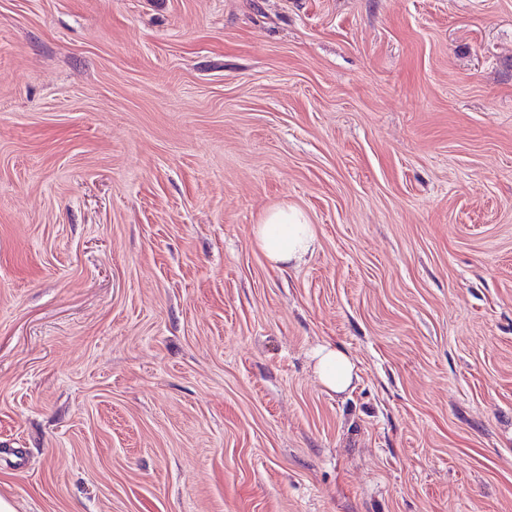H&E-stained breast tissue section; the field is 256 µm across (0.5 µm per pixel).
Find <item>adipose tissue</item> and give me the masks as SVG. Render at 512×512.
Segmentation results:
<instances>
[{
	"label": "adipose tissue",
	"mask_w": 512,
	"mask_h": 512,
	"mask_svg": "<svg viewBox=\"0 0 512 512\" xmlns=\"http://www.w3.org/2000/svg\"><path fill=\"white\" fill-rule=\"evenodd\" d=\"M253 239L274 267L297 266L311 256L315 233L304 214L279 207L267 211L252 228ZM316 374L330 391L343 392L355 377V364L342 350L323 345L313 354Z\"/></svg>",
	"instance_id": "obj_1"
}]
</instances>
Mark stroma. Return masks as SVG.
<instances>
[{"label":"stroma","instance_id":"stroma-1","mask_svg":"<svg viewBox=\"0 0 512 512\" xmlns=\"http://www.w3.org/2000/svg\"><path fill=\"white\" fill-rule=\"evenodd\" d=\"M0 496L512 512V0H0ZM253 239L267 260L277 268L297 266L311 256L315 233L304 214L288 207L267 211L252 228ZM312 359L319 380L330 391H345L356 377L353 360L335 346H320L313 353Z\"/></svg>","mask_w":512,"mask_h":512}]
</instances>
